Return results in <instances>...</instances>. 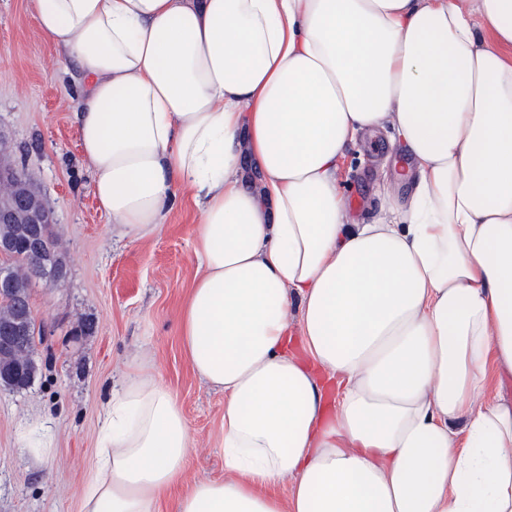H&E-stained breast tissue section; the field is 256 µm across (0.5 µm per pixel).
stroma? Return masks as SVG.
I'll return each instance as SVG.
<instances>
[{"instance_id":"stroma-1","label":"stroma","mask_w":512,"mask_h":512,"mask_svg":"<svg viewBox=\"0 0 512 512\" xmlns=\"http://www.w3.org/2000/svg\"><path fill=\"white\" fill-rule=\"evenodd\" d=\"M58 56L25 0H0V127L45 195L65 268L58 285L40 282L31 290L43 332L33 384L20 392L0 387V512H78L107 389L135 355L155 367L189 423L184 484L224 476V394L193 372L178 332L197 273L196 210L179 202L161 234L144 242L113 237L81 158L76 78L53 75ZM404 157L388 127L346 154L339 177L350 223L381 220L387 196L405 195L392 174L394 160ZM38 417L53 433V450L42 460L17 443L19 426Z\"/></svg>"}]
</instances>
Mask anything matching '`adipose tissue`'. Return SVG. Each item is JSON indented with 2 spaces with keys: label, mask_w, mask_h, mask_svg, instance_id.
I'll return each instance as SVG.
<instances>
[{
  "label": "adipose tissue",
  "mask_w": 512,
  "mask_h": 512,
  "mask_svg": "<svg viewBox=\"0 0 512 512\" xmlns=\"http://www.w3.org/2000/svg\"><path fill=\"white\" fill-rule=\"evenodd\" d=\"M26 8L78 71L113 234L197 205L180 336L224 393V477L181 488L187 419L131 360L80 512H512V400L487 393L512 381V0ZM385 126L406 195L349 223L340 162Z\"/></svg>",
  "instance_id": "obj_1"
}]
</instances>
